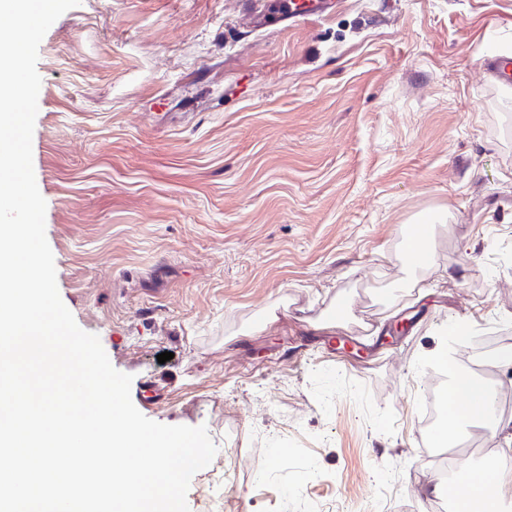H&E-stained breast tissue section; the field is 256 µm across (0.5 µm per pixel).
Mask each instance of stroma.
Returning <instances> with one entry per match:
<instances>
[{
    "label": "stroma",
    "mask_w": 512,
    "mask_h": 512,
    "mask_svg": "<svg viewBox=\"0 0 512 512\" xmlns=\"http://www.w3.org/2000/svg\"><path fill=\"white\" fill-rule=\"evenodd\" d=\"M81 0L32 140L60 297L148 419L217 447L189 512H396L452 324L512 390V0ZM429 227L433 264L402 243ZM172 358L158 362L162 352ZM276 12L269 8L248 13V19L253 28H265L277 22L294 23L309 14L328 13L334 7L330 0H279L275 3ZM276 21H273V20ZM487 70L494 72L501 85L512 87V58L508 56L493 55L485 62Z\"/></svg>",
    "instance_id": "obj_1"
}]
</instances>
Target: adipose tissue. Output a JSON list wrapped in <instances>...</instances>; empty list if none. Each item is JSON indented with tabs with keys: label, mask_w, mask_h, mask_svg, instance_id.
<instances>
[{
	"label": "adipose tissue",
	"mask_w": 512,
	"mask_h": 512,
	"mask_svg": "<svg viewBox=\"0 0 512 512\" xmlns=\"http://www.w3.org/2000/svg\"><path fill=\"white\" fill-rule=\"evenodd\" d=\"M492 404V393L481 377L455 373L449 387L448 418L439 428L440 442H447L465 423L477 422L496 433L505 431V424L492 413ZM504 493L503 486L488 484L474 469L457 488L461 512H500Z\"/></svg>",
	"instance_id": "adipose-tissue-1"
}]
</instances>
